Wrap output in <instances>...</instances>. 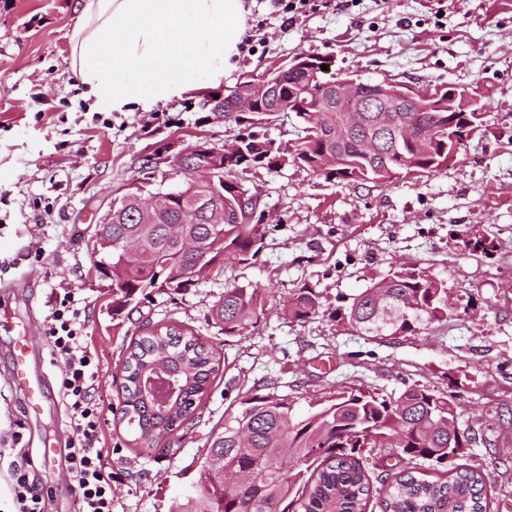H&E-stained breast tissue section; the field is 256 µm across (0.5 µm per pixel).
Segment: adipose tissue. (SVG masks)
<instances>
[{
  "label": "adipose tissue",
  "mask_w": 512,
  "mask_h": 512,
  "mask_svg": "<svg viewBox=\"0 0 512 512\" xmlns=\"http://www.w3.org/2000/svg\"><path fill=\"white\" fill-rule=\"evenodd\" d=\"M244 29L242 0H82L72 66L101 109H147L219 83Z\"/></svg>",
  "instance_id": "1"
}]
</instances>
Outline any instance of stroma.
<instances>
[{"mask_svg":"<svg viewBox=\"0 0 512 512\" xmlns=\"http://www.w3.org/2000/svg\"><path fill=\"white\" fill-rule=\"evenodd\" d=\"M244 49L219 84H201L150 112H104L85 94L71 61L77 0H0V512H17L12 462L38 460L49 512H74V483L63 454L44 461L51 442L73 431L58 402L60 366L45 364L48 404L30 408L10 380L20 334L46 346L51 294H74L83 334L100 360L95 393L104 401L113 512H170L198 478L194 461L224 428L252 386L320 396L338 384L382 394L423 384L453 395L473 442L458 463L480 471L487 512L512 507V0H310L286 21L273 0H243ZM331 61V73L413 85H476L488 129L464 142L447 168L386 187L325 180L288 165L248 179L262 194L269 231L255 264L201 275L187 293H150L115 325L112 291L95 269L92 236L116 190L157 176L197 139L222 147L239 132L208 101L240 79L297 55ZM465 228L493 240L492 255L460 250ZM447 279L458 303L446 322L407 336L373 338L335 321L329 309L399 264ZM268 289L247 338L207 322L225 286ZM321 293L307 321L288 317L295 289ZM174 321L206 338L222 368L198 417L170 438L162 455L140 453L117 426L119 366L142 319ZM21 440H14L13 431Z\"/></svg>","mask_w":512,"mask_h":512,"instance_id":"obj_1","label":"stroma"}]
</instances>
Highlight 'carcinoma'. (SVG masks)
Instances as JSON below:
<instances>
[{"label":"carcinoma","instance_id":"1","mask_svg":"<svg viewBox=\"0 0 512 512\" xmlns=\"http://www.w3.org/2000/svg\"><path fill=\"white\" fill-rule=\"evenodd\" d=\"M288 74L279 97L264 96L294 114L296 139L282 146L244 124L224 149L216 177L224 178V197L206 200L224 212V223H209L201 210L177 205L162 215L149 204L130 202L112 216V241L134 238L141 253L124 263L112 252V315L120 316L127 297L142 295L154 280H167L174 271L193 272L207 251L218 267H247L257 256L258 242L267 233L261 223L265 203L250 191L243 174L293 162L329 181L388 186L415 171L427 176L454 160L463 142L485 127L474 112L423 107L403 116L423 133L418 148L398 132L377 126L376 112L360 113V122L346 138L336 137L339 112H319L308 102L328 93L321 66ZM186 223L195 249L179 248L168 234L171 224ZM471 254L488 255L495 244L485 236H457ZM333 315L372 336L414 335L448 320L447 280L416 265H399L368 287L340 298ZM266 291L252 285L224 288L209 310L215 327L226 336H241L249 321L259 319ZM322 301L311 288H298L288 300V316L304 321ZM165 354V367L179 380L184 402L166 411L154 409L143 397L142 377L153 370L154 358ZM221 353L209 341L164 320L142 325L123 362L116 423L132 435L141 449L164 452L172 432L195 418L199 404L220 371ZM308 410L295 411V400L271 386L250 388L240 395L239 408L224 415V430L209 440L196 461L200 488L186 491L171 512H366L371 486L364 451L377 446L397 449L406 464L428 461L437 466L464 456L471 446L470 428L448 434V420L458 418L448 394L412 384L396 396L357 385H341L307 401ZM483 478L472 470H457L448 478L425 479L417 472H399L389 488L385 512H486Z\"/></svg>","mask_w":512,"mask_h":512}]
</instances>
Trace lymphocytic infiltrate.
<instances>
[{
	"label": "lymphocytic infiltrate",
	"mask_w": 512,
	"mask_h": 512,
	"mask_svg": "<svg viewBox=\"0 0 512 512\" xmlns=\"http://www.w3.org/2000/svg\"><path fill=\"white\" fill-rule=\"evenodd\" d=\"M45 338L51 362L64 365L59 388L74 432L66 459L75 483L77 512H112L109 451L99 445L103 402L94 395L99 360L84 340L73 296L56 299L47 317ZM29 465V460H22L11 474L18 512H47L49 495L30 478Z\"/></svg>",
	"instance_id": "1"
}]
</instances>
